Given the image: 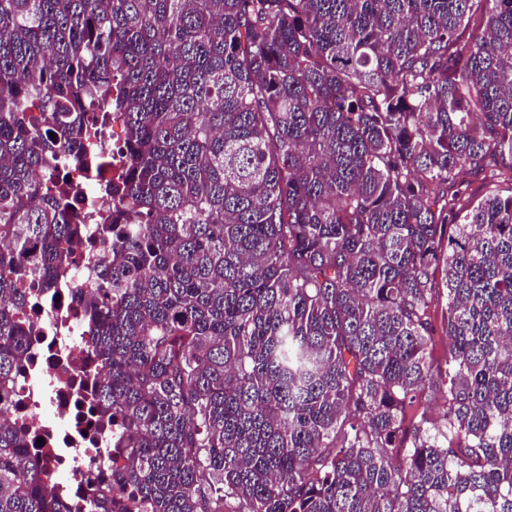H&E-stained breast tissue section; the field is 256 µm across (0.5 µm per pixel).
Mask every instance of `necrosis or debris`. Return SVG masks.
I'll return each instance as SVG.
<instances>
[{
	"label": "necrosis or debris",
	"mask_w": 512,
	"mask_h": 512,
	"mask_svg": "<svg viewBox=\"0 0 512 512\" xmlns=\"http://www.w3.org/2000/svg\"><path fill=\"white\" fill-rule=\"evenodd\" d=\"M111 255L98 243L96 225H87L68 272L37 299L41 334L31 341L29 361L11 387V404L0 414L39 441L37 462L66 512H80L92 490L112 481V441L119 428L87 408L101 374L88 353L90 332L79 299L94 287L96 269Z\"/></svg>",
	"instance_id": "1"
}]
</instances>
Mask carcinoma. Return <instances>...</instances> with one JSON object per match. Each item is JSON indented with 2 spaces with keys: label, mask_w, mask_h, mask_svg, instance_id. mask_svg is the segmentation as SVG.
I'll use <instances>...</instances> for the list:
<instances>
[{
  "label": "carcinoma",
  "mask_w": 512,
  "mask_h": 512,
  "mask_svg": "<svg viewBox=\"0 0 512 512\" xmlns=\"http://www.w3.org/2000/svg\"><path fill=\"white\" fill-rule=\"evenodd\" d=\"M99 112L82 304L125 437L84 512H512V0H0V411ZM27 448L0 421V512H62ZM97 115H102L103 117V130L101 136L91 141L87 147V153L82 160L60 166L56 171V176H59V178L67 174L75 176L79 171H81L89 158L97 152L101 144L112 147L113 155L117 156L118 148L123 145L125 137L122 117L118 112H99ZM107 193L106 185L103 182L87 183L82 188V196L84 204L87 206L90 202L94 204L99 218H110L109 213L106 211L105 194ZM444 303L439 301L438 305L432 307L431 313L436 327V335L431 351V359L434 369L444 376L445 371L448 370V339L443 330V313ZM446 384L441 385L439 390L426 391L416 402L414 413L417 420L424 417L430 422H439L442 418L443 409L448 400V378L443 377Z\"/></svg>",
  "instance_id": "cac0c4a2"
}]
</instances>
